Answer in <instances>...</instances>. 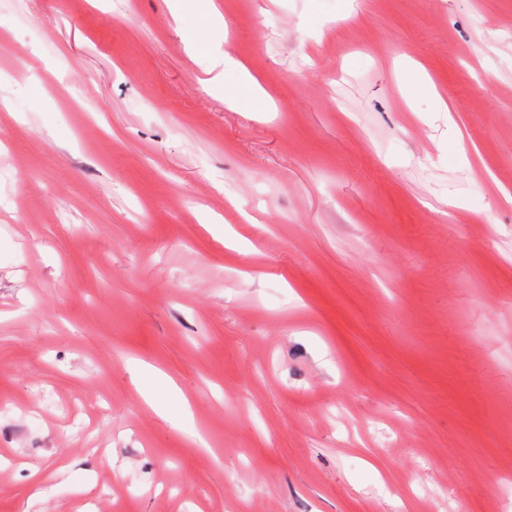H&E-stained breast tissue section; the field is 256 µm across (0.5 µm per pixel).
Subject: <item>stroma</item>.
Listing matches in <instances>:
<instances>
[{"mask_svg":"<svg viewBox=\"0 0 512 512\" xmlns=\"http://www.w3.org/2000/svg\"><path fill=\"white\" fill-rule=\"evenodd\" d=\"M216 3L0 0V512H512V0Z\"/></svg>","mask_w":512,"mask_h":512,"instance_id":"1","label":"stroma"}]
</instances>
